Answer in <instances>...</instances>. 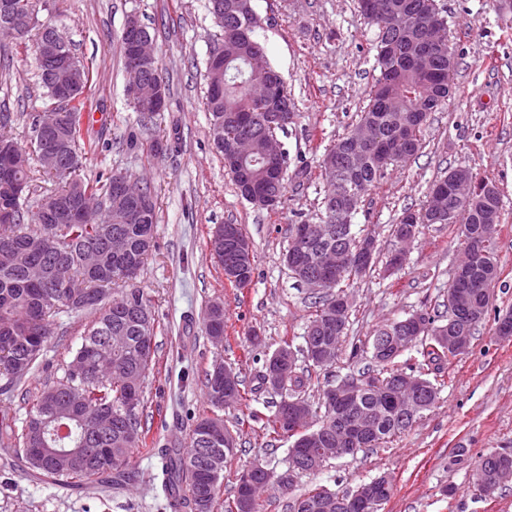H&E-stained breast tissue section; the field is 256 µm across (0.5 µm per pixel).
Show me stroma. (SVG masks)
<instances>
[{"label":"stroma","mask_w":512,"mask_h":512,"mask_svg":"<svg viewBox=\"0 0 512 512\" xmlns=\"http://www.w3.org/2000/svg\"><path fill=\"white\" fill-rule=\"evenodd\" d=\"M48 14L90 69L98 121L84 122L85 137L100 148L87 157L92 178L118 169L149 183L158 196L156 248L137 281L156 319L155 355L145 382L142 421L156 448H183L193 414L208 410L205 373L223 361L238 374L246 400L225 406L224 424L237 438V455L214 503L224 512L238 472L260 463L275 472L288 467L290 441L267 435L261 416L271 415L279 392L263 390L257 377L284 340L301 337L314 311V292L283 263L289 227L318 223L325 186L320 170L329 145L355 123L369 103L375 78L373 45L357 0H253L256 31L271 65L286 82L298 117L278 139L303 179L288 178L275 210L242 199L210 134L206 111V61L220 30L207 0H45ZM456 50L453 91L422 132L423 147L391 167L366 196L354 222L376 240V263L354 280L353 307L343 359L315 368L307 394L321 398L327 385L371 365L350 358L352 345L368 340L390 321L413 313L448 316V288L464 256L458 225H420L395 274L385 264L399 243L393 236L404 209L425 203L430 186L452 168L492 179L503 195L494 248L500 278L491 291L489 316L478 325L470 349L453 359L436 405L410 430L381 448L327 461L297 476L291 491L267 488L263 512H292L300 494L314 488L345 491L387 473L393 493L383 512H512V482L493 497L479 496L473 473L479 458L512 448V336L495 331V316L512 309V0H438ZM147 26L170 92L155 126L141 127L126 96L121 37L129 15ZM50 100L38 82L34 45L0 37V111L15 114L8 133L30 148L31 118ZM169 149L153 158L155 139ZM239 224L252 245L254 275L231 286L210 249L215 225ZM224 303V343L204 334L208 301ZM90 315L59 314L51 349L39 368L13 391L0 390V420L22 422L31 390L63 377L81 344ZM264 339L250 344L252 335ZM139 475L113 490L100 485L58 491L28 464L0 455V512H161L164 501L158 457L136 455Z\"/></svg>","instance_id":"1"}]
</instances>
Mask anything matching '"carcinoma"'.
I'll return each instance as SVG.
<instances>
[{
	"label": "carcinoma",
	"mask_w": 512,
	"mask_h": 512,
	"mask_svg": "<svg viewBox=\"0 0 512 512\" xmlns=\"http://www.w3.org/2000/svg\"><path fill=\"white\" fill-rule=\"evenodd\" d=\"M8 2V14L0 15V36L21 44L30 39L39 43L53 35L62 45V55L50 73L37 64L40 80L53 96V83H77V89L58 113L54 132L40 136L33 127L34 162L17 169L13 177L5 174L0 158V380L15 386L46 355L51 344L50 320L61 312L79 316L95 313L83 332L81 345L62 379L34 393L32 406L22 426L0 424V448L25 458L30 467L49 477L78 482L112 478L119 485L130 477L133 450L147 445L139 408L144 401L143 388L152 361V346L143 338L154 337L155 318L150 300L137 286V278L155 247L157 198L151 186H142L145 206L132 209L129 194L112 193L117 177L130 179L127 173L109 171L105 177L88 179L81 175L83 161L98 147L95 141L82 139L81 122L91 111L89 69L74 56L70 44L54 25L52 17L40 18L43 0H0ZM210 13L220 24L222 34L213 50L228 64L221 71L207 66L208 87L221 86L220 94L207 92L206 106L215 145L224 149L239 139L250 142L249 160L229 171L240 195L260 208L261 199L272 197L282 202L285 178L290 164L287 148L277 159L268 157L270 142L287 125L270 127L266 114L276 109L256 93L259 84L278 86L281 102L290 98L280 73L267 59L264 46L256 39L259 19L252 0H208ZM382 18L367 17L378 28L376 69L379 75L366 111L345 135L328 151L344 154L353 141L360 142L361 154L346 160L338 172L321 171L327 188L352 186L359 197L352 200L343 194L326 193L319 226L336 228L337 214L344 211L347 232L344 246L335 251L339 258L345 251L356 250L359 241L352 218L364 198L384 178L389 165L406 160L422 147L421 132L428 115L448 101V80L455 68L451 46L438 51L426 69L418 63L425 47L423 27L430 21L447 23L437 0H386ZM141 124L153 125L160 117L148 96L133 102ZM61 180L53 194L36 201L30 209V195L35 168ZM437 180L432 193L418 210H407L395 232L410 226L416 233L420 224L448 223L437 221L434 213L452 214L464 238V254H478L461 278L448 289V322L435 324L425 314H412L379 328L362 346L354 345L349 358L370 354L373 371H363L374 385L359 392L356 405L378 421L377 433L366 437L358 449L379 448L411 428L422 411L405 415L391 404L393 384L403 369L396 367L395 355H375L378 337L400 328L411 337V347L422 361L408 369L425 384L423 400L434 406L438 399L439 378L445 376L448 363V337L473 339L476 327L488 314L491 286L499 279L498 262L491 248V232L500 221L502 198L494 192L490 198L473 195L450 199L448 189ZM102 201L98 221L92 224H63L50 215L77 207L85 198ZM336 246V233L320 242H308L296 260L312 278L332 280L327 289L362 275L350 263L341 272L322 266L320 251ZM122 284L121 304L105 302L112 286ZM330 298L319 297L315 313L303 336L302 353L310 359L311 350L325 346L332 339H343L346 326L322 332L319 323L330 314ZM205 334L216 345L224 342V303H209L204 318ZM283 348L291 354L292 377L275 412L264 422L270 434L284 433L281 417L286 402L295 401L312 411L306 397L309 370L297 365V354L290 343ZM207 401L211 411L193 421L189 444L185 448L164 449L161 483L169 512H212L221 486L224 467L235 453L224 450V381L209 371L205 378ZM318 427L328 442H336V412L327 396ZM288 464L294 470L277 475L276 484L284 489L293 486V478L307 469L299 463L308 458L311 446L306 434H293ZM512 467L511 451H494L481 456L473 474V485L487 497L488 481L495 466ZM343 494L315 488L296 499L293 512H340L336 499Z\"/></svg>",
	"instance_id": "obj_1"
}]
</instances>
